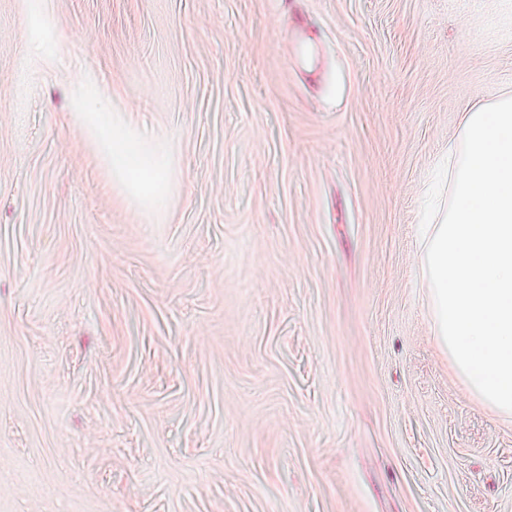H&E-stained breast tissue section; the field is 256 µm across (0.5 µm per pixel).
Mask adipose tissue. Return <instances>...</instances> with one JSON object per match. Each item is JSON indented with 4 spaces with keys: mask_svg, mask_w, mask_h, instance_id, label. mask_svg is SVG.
Returning a JSON list of instances; mask_svg holds the SVG:
<instances>
[{
    "mask_svg": "<svg viewBox=\"0 0 512 512\" xmlns=\"http://www.w3.org/2000/svg\"><path fill=\"white\" fill-rule=\"evenodd\" d=\"M78 91V104L88 117L94 119L113 173L151 205L163 207L169 181L167 158L161 154H148L143 136L132 127L126 113L107 111L96 89L82 84Z\"/></svg>",
    "mask_w": 512,
    "mask_h": 512,
    "instance_id": "ef3b65f1",
    "label": "adipose tissue"
}]
</instances>
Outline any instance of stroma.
Returning a JSON list of instances; mask_svg holds the SVG:
<instances>
[{"label": "stroma", "mask_w": 512, "mask_h": 512, "mask_svg": "<svg viewBox=\"0 0 512 512\" xmlns=\"http://www.w3.org/2000/svg\"><path fill=\"white\" fill-rule=\"evenodd\" d=\"M504 92L512 0H0V512H512L415 236ZM79 91L78 104L88 117L95 119L112 172L129 184L156 208L165 205L169 162L162 154L145 151V139L135 130L125 112H107L98 91L87 87L79 74L74 75Z\"/></svg>", "instance_id": "1"}]
</instances>
